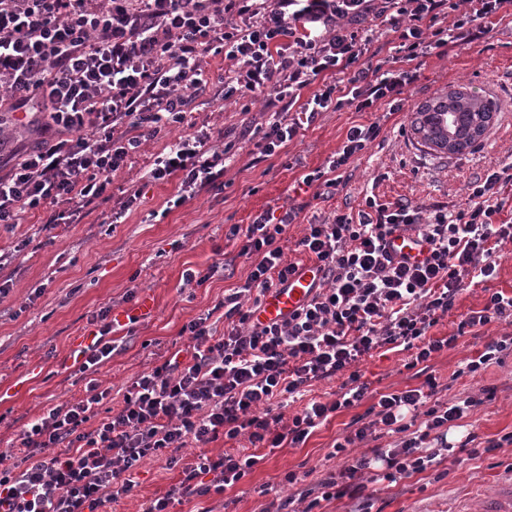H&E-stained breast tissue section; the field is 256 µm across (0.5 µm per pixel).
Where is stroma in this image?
I'll return each mask as SVG.
<instances>
[{"instance_id": "35a3bbf8", "label": "stroma", "mask_w": 512, "mask_h": 512, "mask_svg": "<svg viewBox=\"0 0 512 512\" xmlns=\"http://www.w3.org/2000/svg\"><path fill=\"white\" fill-rule=\"evenodd\" d=\"M228 67L224 56L209 57L206 70L212 82L191 103L196 124H215L239 140L222 190L201 192L170 210L166 201L176 194L177 181L151 183L139 208L118 220L112 217L111 202L101 201L82 223L50 231L33 213L22 223L0 225V282L11 286L0 300V451L12 450L18 434L46 405L84 396L87 381L73 358L75 342L89 334V320L100 309L127 306L133 292H152L157 303L151 318L115 328L111 334L114 352L96 379L114 398H121L135 375L163 363L175 346L183 344L182 327L222 302L225 291L243 284L250 271V260L240 257L236 242L224 236L230 225L248 224L255 213L268 208L299 205L301 211L282 246L286 259L304 265L308 258L296 249V241L309 222L333 210L358 207L372 194L383 202L454 209L464 204L468 181L490 166L512 164L510 21L470 46H452L445 55L421 58L402 111L392 115L381 104L365 113L348 106L322 113L273 156L264 153L260 136L241 134L243 127L261 121L264 98L227 102L219 95L217 79ZM458 86L500 103L492 128L480 146L462 155L422 147L411 130L418 107ZM375 121L382 132L352 160L347 185L328 197H316L314 188L303 184L304 175L339 150L348 127ZM219 260L223 271L212 274L205 284H184L183 271L209 272ZM497 290L512 292V242L502 248L496 277L465 285L455 310L432 328V335L454 334L461 315L481 309L489 292ZM501 329L494 322L459 337L454 348L430 362L449 402L482 398L485 388L497 389L493 400L484 401L449 430L451 444H460L470 433L484 444L512 432V355L476 374L462 369L464 360L481 351L487 338ZM408 357V352L383 348L366 357L360 368L371 393L420 386L421 377L405 367ZM364 411L360 405L336 414L304 444L266 456L236 487L194 498L174 512H270L297 488L315 486L335 471L337 461L329 456L332 446ZM291 471L299 477L294 486L284 480ZM511 476L512 444L502 443L474 459L457 451L443 459L437 471L375 484L376 507L378 512H480L483 500ZM177 477L165 458L147 461L131 495L106 505L105 512H141L143 504L164 493Z\"/></svg>"}]
</instances>
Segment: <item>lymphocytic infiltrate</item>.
<instances>
[{
    "mask_svg": "<svg viewBox=\"0 0 512 512\" xmlns=\"http://www.w3.org/2000/svg\"><path fill=\"white\" fill-rule=\"evenodd\" d=\"M466 2L468 11L447 28L439 24L447 0H0V139L20 125L36 139L0 176V224L36 212L49 231L81 223L143 142L164 132L173 139L154 157L148 181L178 179V207L223 187L235 141L193 129L187 119L188 93L207 85L211 55L231 63L222 78L225 100L265 93L278 103L258 127L269 156L322 112L345 105L367 112L381 101L400 111L415 80L413 61L471 44L512 15V0ZM369 11L400 30L392 68L359 67L375 35L340 22ZM314 23L324 34L312 33ZM347 69L345 89L331 84L299 103L320 75ZM380 131L376 122L350 126L342 147L304 184L338 187L344 167ZM511 182V173L492 169L468 183L462 208L423 209L372 195L357 214L334 211L309 224L297 247L313 259L318 284L282 322H263L259 312L265 295L299 270L281 246L298 207L230 225L227 239L239 241V256L252 264L244 284L224 296V328L209 311L184 325V350L134 377L119 408H104L110 392L93 381L84 397L47 409L19 436L21 464L0 466V512H98L128 497L138 468L161 456L180 477L143 512H171L191 498L223 493L254 471L260 449L305 443L329 418L359 405L369 391L360 361L386 346L409 352L405 367L412 370L454 348L467 330L500 322L508 332L489 337L465 368L475 373L503 363L512 355V294L491 293L455 334L430 331L455 309L464 283L495 276L501 247L512 242V224L498 219L499 195ZM396 234L424 240L426 257L393 255ZM333 377L341 380L336 399L307 401L284 417L285 400ZM438 392L429 374L420 387L380 395L334 444L337 471L318 492L299 493L298 512L344 497L353 512H373L362 475L394 483L438 466L441 453L454 450L453 422L481 404L473 397L449 404ZM382 429L399 441L349 456L351 445ZM221 437L235 449L209 452ZM241 439L247 447H238Z\"/></svg>",
    "mask_w": 512,
    "mask_h": 512,
    "instance_id": "lymphocytic-infiltrate-1",
    "label": "lymphocytic infiltrate"
}]
</instances>
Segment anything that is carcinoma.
Masks as SVG:
<instances>
[{"label":"carcinoma","instance_id":"carcinoma-1","mask_svg":"<svg viewBox=\"0 0 512 512\" xmlns=\"http://www.w3.org/2000/svg\"><path fill=\"white\" fill-rule=\"evenodd\" d=\"M496 112L498 106L493 101L458 89L452 96L435 97L423 104L417 111L414 131L435 151L448 146L450 139L470 151L482 141Z\"/></svg>","mask_w":512,"mask_h":512}]
</instances>
